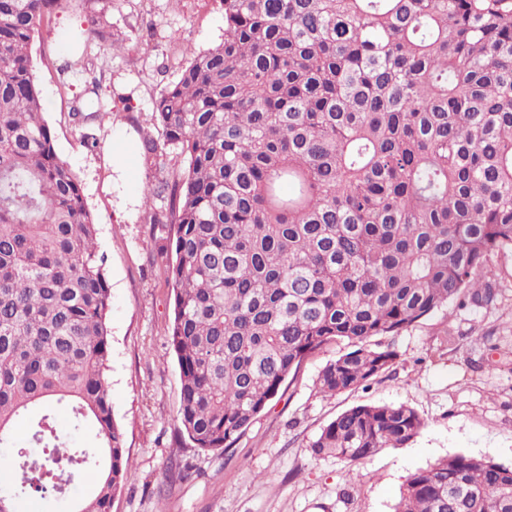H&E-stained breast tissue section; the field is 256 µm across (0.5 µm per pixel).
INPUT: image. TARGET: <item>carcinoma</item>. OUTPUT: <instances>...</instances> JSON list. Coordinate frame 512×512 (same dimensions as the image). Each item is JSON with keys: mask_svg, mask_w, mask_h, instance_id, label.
Listing matches in <instances>:
<instances>
[{"mask_svg": "<svg viewBox=\"0 0 512 512\" xmlns=\"http://www.w3.org/2000/svg\"><path fill=\"white\" fill-rule=\"evenodd\" d=\"M59 0H0V512L62 496L100 469L80 512H112L131 463L112 408V295L96 223L43 116L29 58ZM85 42L109 0H86ZM224 40L152 101L184 167L146 189L168 224L157 260L174 291L179 432L233 447L302 361L349 350L325 396L387 372L397 336L449 303L488 305L492 258L512 251V0H220ZM108 115L97 84L73 113L84 144ZM89 422L95 443L70 444ZM32 408L31 448L12 442ZM405 404L357 405L308 445L350 466L410 444ZM395 512H512V466L457 454L408 476Z\"/></svg>", "mask_w": 512, "mask_h": 512, "instance_id": "obj_1", "label": "carcinoma"}]
</instances>
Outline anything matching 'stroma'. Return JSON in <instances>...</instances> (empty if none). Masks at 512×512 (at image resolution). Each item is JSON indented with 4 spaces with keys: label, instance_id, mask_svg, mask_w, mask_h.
I'll use <instances>...</instances> for the list:
<instances>
[{
    "label": "stroma",
    "instance_id": "1",
    "mask_svg": "<svg viewBox=\"0 0 512 512\" xmlns=\"http://www.w3.org/2000/svg\"><path fill=\"white\" fill-rule=\"evenodd\" d=\"M85 0H62L36 32L30 54L55 133V149L80 184L107 258L112 407L132 468L112 512H394L407 477L455 454L512 465V252L494 257L488 306L450 303L400 335L382 337L399 357L367 386L319 393V371L347 349L331 344L308 357L222 454L183 447L180 379L169 346L173 293L154 258L159 225L144 202L148 184L169 178L146 164L141 142L155 135L152 100L183 64L224 38L218 0H110L108 41L83 49ZM76 64L64 74V61ZM96 80L109 114L96 147H85L72 116ZM132 111H125V104ZM405 404L425 421L403 448L365 464L313 459L307 446L341 412L363 404Z\"/></svg>",
    "mask_w": 512,
    "mask_h": 512
}]
</instances>
